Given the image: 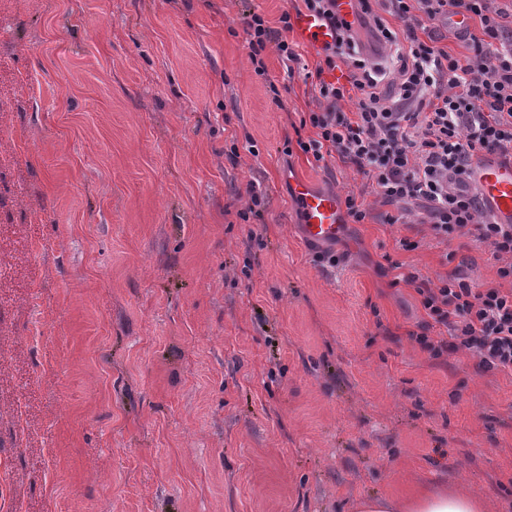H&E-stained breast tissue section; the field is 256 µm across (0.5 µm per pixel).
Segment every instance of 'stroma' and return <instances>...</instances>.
Listing matches in <instances>:
<instances>
[{"label": "stroma", "mask_w": 512, "mask_h": 512, "mask_svg": "<svg viewBox=\"0 0 512 512\" xmlns=\"http://www.w3.org/2000/svg\"><path fill=\"white\" fill-rule=\"evenodd\" d=\"M294 9L0 0V220L35 284L0 282V512H353L442 484L512 512V374L432 359L399 279L498 263L286 154L320 57L292 35L297 62L269 46L258 75L244 17ZM299 179L369 212L337 265L299 232Z\"/></svg>", "instance_id": "obj_1"}]
</instances>
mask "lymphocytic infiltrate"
<instances>
[{
	"label": "lymphocytic infiltrate",
	"instance_id": "obj_1",
	"mask_svg": "<svg viewBox=\"0 0 512 512\" xmlns=\"http://www.w3.org/2000/svg\"><path fill=\"white\" fill-rule=\"evenodd\" d=\"M302 2L336 34L320 50L324 65L332 69L350 59L355 73L346 85L320 83L324 105L308 114L315 135L298 140V148L318 162L336 154L366 173L386 202L427 203L425 224L439 242L466 238L489 248L498 263L494 286L472 284L460 268L437 279L405 275L427 316L410 337L432 357L465 352L477 358L479 371L512 372V224L482 217L468 181L471 162L483 149L512 157V23L488 0H385L387 12L403 23L396 35L370 0H359L351 22L337 14L336 0ZM452 11L480 25L464 60L418 35L423 22ZM290 19L282 14L275 28L262 14H249L245 32L257 74L265 72L261 53L267 46L282 62L296 61L285 36ZM367 36L390 45L388 70L357 60ZM347 99L354 101L353 111L341 108ZM437 325L447 337L431 336Z\"/></svg>",
	"mask_w": 512,
	"mask_h": 512
}]
</instances>
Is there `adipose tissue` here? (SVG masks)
<instances>
[{
	"label": "adipose tissue",
	"mask_w": 512,
	"mask_h": 512,
	"mask_svg": "<svg viewBox=\"0 0 512 512\" xmlns=\"http://www.w3.org/2000/svg\"><path fill=\"white\" fill-rule=\"evenodd\" d=\"M480 496L455 487L435 486L396 503L371 497L358 503L357 512H486Z\"/></svg>",
	"instance_id": "obj_1"
}]
</instances>
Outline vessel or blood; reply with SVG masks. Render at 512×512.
Returning a JSON list of instances; mask_svg holds the SVG:
<instances>
[{
  "mask_svg": "<svg viewBox=\"0 0 512 512\" xmlns=\"http://www.w3.org/2000/svg\"><path fill=\"white\" fill-rule=\"evenodd\" d=\"M292 26L304 44L319 47L333 40L332 30L315 14L295 15ZM470 184L479 192L486 211L495 222L512 224V161L498 160L486 152L479 153L471 164ZM294 194L300 207L303 238L312 243L335 240L342 225L336 196L313 190L304 183L295 186Z\"/></svg>",
  "mask_w": 512,
  "mask_h": 512,
  "instance_id": "b4317fda",
  "label": "vessel or blood"
}]
</instances>
